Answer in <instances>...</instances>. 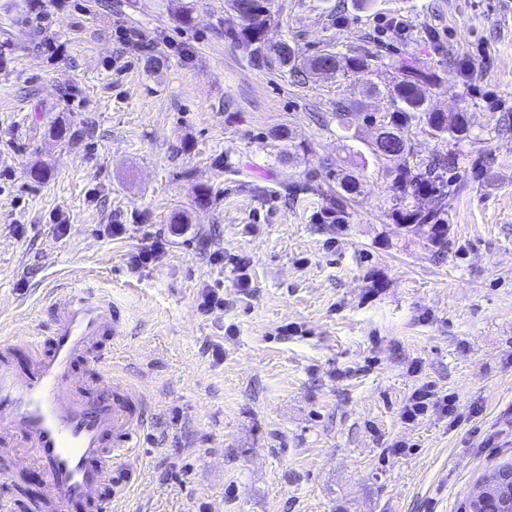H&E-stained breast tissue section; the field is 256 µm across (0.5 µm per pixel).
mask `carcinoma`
<instances>
[{
	"label": "carcinoma",
	"mask_w": 512,
	"mask_h": 512,
	"mask_svg": "<svg viewBox=\"0 0 512 512\" xmlns=\"http://www.w3.org/2000/svg\"><path fill=\"white\" fill-rule=\"evenodd\" d=\"M237 4L239 23L224 28V38L237 44L247 57L257 63L286 68L302 77L318 68L339 69V55L331 50L317 54L311 60L300 63L295 48L287 42L271 45L266 39L270 24L271 0H232ZM402 79L385 86L386 97L394 107L388 120L382 121L376 139L371 143V154L391 155L403 160L395 170L394 185L400 191L399 207L394 210L395 222L403 227L428 224L433 233L432 243L437 246L448 243L445 222L448 201L455 192V156L437 155L417 169L404 163L410 155V142L405 129L413 120L426 124L431 134L450 141L468 137L469 128L462 113L435 112L428 105L431 88L438 85L440 77L434 72H422L407 65L401 67ZM326 210L338 218L345 217L346 209L360 193L361 182L352 174L326 175L314 172L304 185L293 182L285 186L287 195L296 197L301 190H321Z\"/></svg>",
	"instance_id": "cac0c4a2"
}]
</instances>
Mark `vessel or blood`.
<instances>
[{
  "label": "vessel or blood",
  "mask_w": 512,
  "mask_h": 512,
  "mask_svg": "<svg viewBox=\"0 0 512 512\" xmlns=\"http://www.w3.org/2000/svg\"><path fill=\"white\" fill-rule=\"evenodd\" d=\"M55 312L45 348L23 373L0 360V453L33 450L44 473L47 512L71 504L113 512L112 469L133 456L142 422L132 414L136 395L112 377V357L99 339L119 331L121 317L102 295L78 286L50 290ZM99 369L100 379L78 388L76 362Z\"/></svg>",
  "instance_id": "obj_1"
}]
</instances>
